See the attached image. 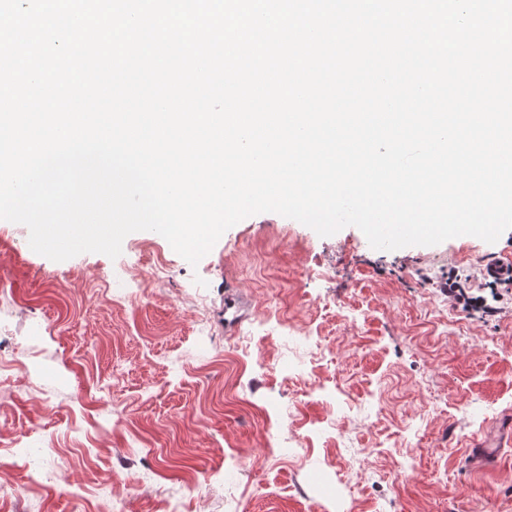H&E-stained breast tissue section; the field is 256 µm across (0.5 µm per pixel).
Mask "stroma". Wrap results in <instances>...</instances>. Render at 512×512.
<instances>
[{
  "instance_id": "35a3bbf8",
  "label": "stroma",
  "mask_w": 512,
  "mask_h": 512,
  "mask_svg": "<svg viewBox=\"0 0 512 512\" xmlns=\"http://www.w3.org/2000/svg\"><path fill=\"white\" fill-rule=\"evenodd\" d=\"M507 255L512 229L386 251L265 212L194 266L153 231L55 262L0 222V353L40 352L0 378V446L32 432L0 512H94L116 477L137 512H323L330 462L347 512H512V311L436 286Z\"/></svg>"
}]
</instances>
